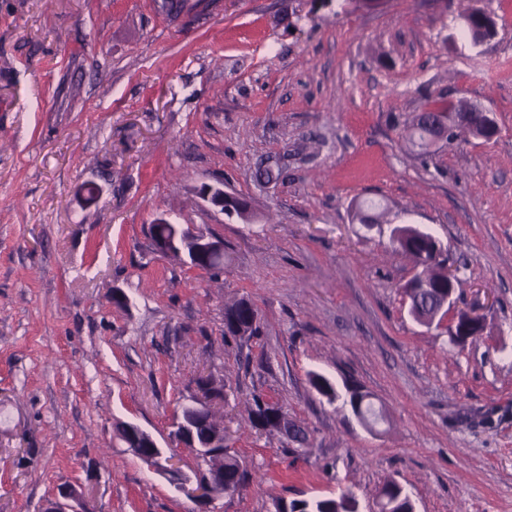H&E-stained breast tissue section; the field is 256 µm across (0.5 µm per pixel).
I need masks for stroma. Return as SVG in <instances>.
Wrapping results in <instances>:
<instances>
[{"instance_id": "35a3bbf8", "label": "stroma", "mask_w": 512, "mask_h": 512, "mask_svg": "<svg viewBox=\"0 0 512 512\" xmlns=\"http://www.w3.org/2000/svg\"><path fill=\"white\" fill-rule=\"evenodd\" d=\"M160 2L0 0V512H41L64 484L97 512H197L116 426L190 462L168 433L203 368L254 475L212 512L347 490L375 512L389 480L416 512H512V0H491L477 47L459 31L475 0ZM443 97L498 136L420 156L412 126ZM363 200L384 205L380 231L354 220ZM161 216L222 236L221 274L156 253ZM398 224L442 243L479 340L409 315ZM242 298L259 332L223 336ZM312 372L373 394L388 423L367 431ZM258 398L306 442L252 428ZM200 195L203 201L224 211L227 216L236 215L245 222L251 221L253 217L251 204L245 197L228 194L225 199L224 190L212 185H205Z\"/></svg>"}]
</instances>
